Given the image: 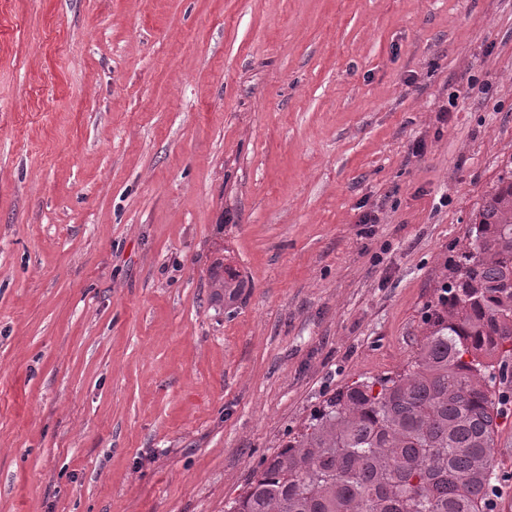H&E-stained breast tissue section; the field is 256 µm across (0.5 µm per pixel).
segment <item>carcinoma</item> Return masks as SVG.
Here are the masks:
<instances>
[{
  "label": "carcinoma",
  "mask_w": 512,
  "mask_h": 512,
  "mask_svg": "<svg viewBox=\"0 0 512 512\" xmlns=\"http://www.w3.org/2000/svg\"><path fill=\"white\" fill-rule=\"evenodd\" d=\"M407 369L355 381L262 458L234 512H492L489 452L509 400L512 160L475 213Z\"/></svg>",
  "instance_id": "carcinoma-1"
}]
</instances>
